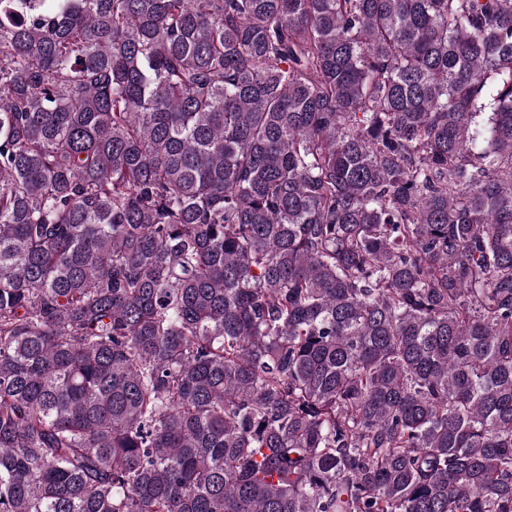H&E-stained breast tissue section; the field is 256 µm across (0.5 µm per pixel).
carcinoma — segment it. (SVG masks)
I'll return each mask as SVG.
<instances>
[{"label":"carcinoma","mask_w":512,"mask_h":512,"mask_svg":"<svg viewBox=\"0 0 512 512\" xmlns=\"http://www.w3.org/2000/svg\"><path fill=\"white\" fill-rule=\"evenodd\" d=\"M0 512H512V0H0Z\"/></svg>","instance_id":"1"}]
</instances>
